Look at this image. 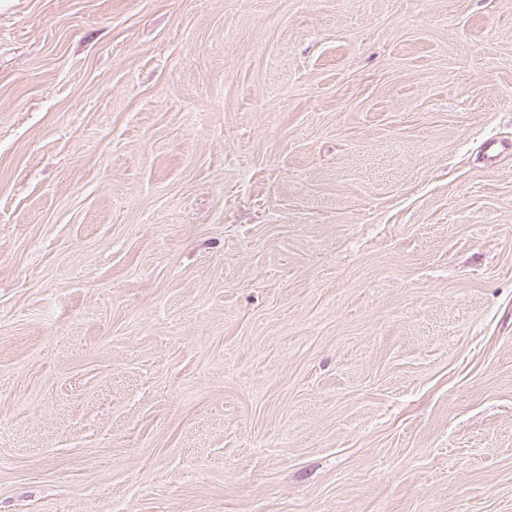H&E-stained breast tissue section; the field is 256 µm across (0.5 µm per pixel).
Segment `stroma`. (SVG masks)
I'll use <instances>...</instances> for the list:
<instances>
[{
  "label": "stroma",
  "mask_w": 512,
  "mask_h": 512,
  "mask_svg": "<svg viewBox=\"0 0 512 512\" xmlns=\"http://www.w3.org/2000/svg\"><path fill=\"white\" fill-rule=\"evenodd\" d=\"M0 512H512V0H0Z\"/></svg>",
  "instance_id": "35a3bbf8"
}]
</instances>
